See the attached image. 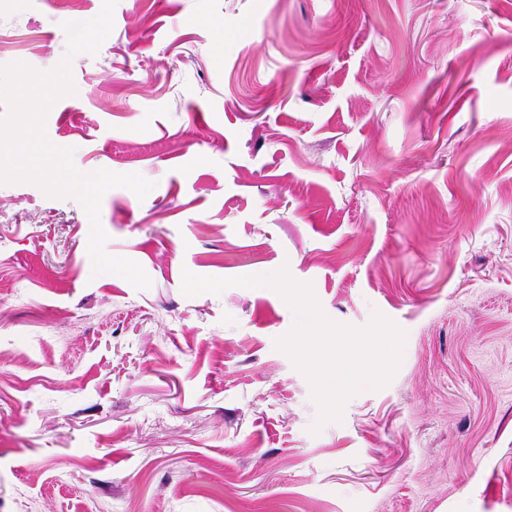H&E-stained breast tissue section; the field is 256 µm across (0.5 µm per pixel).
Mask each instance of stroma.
<instances>
[{
  "label": "stroma",
  "instance_id": "35a3bbf8",
  "mask_svg": "<svg viewBox=\"0 0 512 512\" xmlns=\"http://www.w3.org/2000/svg\"><path fill=\"white\" fill-rule=\"evenodd\" d=\"M102 0H0L47 72ZM45 130L101 201L0 183V512H512V0H119ZM405 333L317 425L269 287Z\"/></svg>",
  "mask_w": 512,
  "mask_h": 512
}]
</instances>
